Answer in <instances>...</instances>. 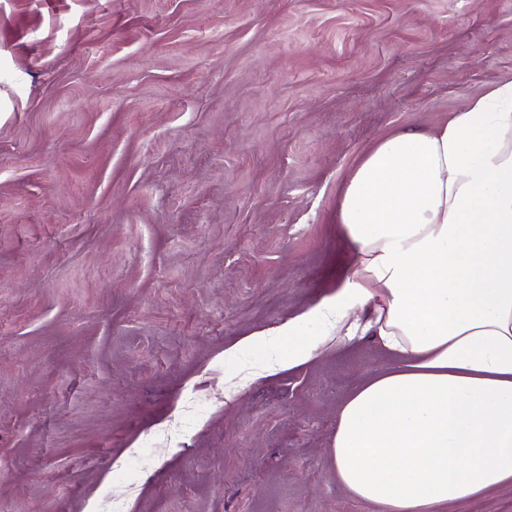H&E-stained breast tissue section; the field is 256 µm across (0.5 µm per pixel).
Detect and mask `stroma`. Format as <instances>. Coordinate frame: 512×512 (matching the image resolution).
<instances>
[{
    "mask_svg": "<svg viewBox=\"0 0 512 512\" xmlns=\"http://www.w3.org/2000/svg\"><path fill=\"white\" fill-rule=\"evenodd\" d=\"M509 78L512 0H0V512H379L328 450L395 357L276 330L362 156Z\"/></svg>",
    "mask_w": 512,
    "mask_h": 512,
    "instance_id": "obj_1",
    "label": "stroma"
}]
</instances>
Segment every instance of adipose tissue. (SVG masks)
Returning a JSON list of instances; mask_svg holds the SVG:
<instances>
[{"mask_svg":"<svg viewBox=\"0 0 512 512\" xmlns=\"http://www.w3.org/2000/svg\"><path fill=\"white\" fill-rule=\"evenodd\" d=\"M356 261L335 297L280 330L311 360L313 322L397 356L336 418L337 479L381 512H437L512 485V79L432 131L381 139L338 211Z\"/></svg>","mask_w":512,"mask_h":512,"instance_id":"ef3b65f1","label":"adipose tissue"}]
</instances>
